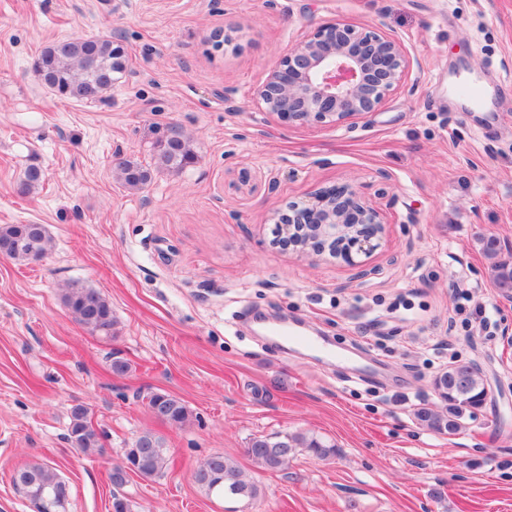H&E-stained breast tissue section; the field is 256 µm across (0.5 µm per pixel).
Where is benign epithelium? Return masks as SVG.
<instances>
[{
	"label": "benign epithelium",
	"mask_w": 512,
	"mask_h": 512,
	"mask_svg": "<svg viewBox=\"0 0 512 512\" xmlns=\"http://www.w3.org/2000/svg\"><path fill=\"white\" fill-rule=\"evenodd\" d=\"M411 66L401 43L338 20L299 41L269 71L258 103L283 125L340 126L375 112ZM276 238L300 256L335 250L351 266L384 232L381 213L351 183L311 192L275 213Z\"/></svg>",
	"instance_id": "benign-epithelium-1"
}]
</instances>
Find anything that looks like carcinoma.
<instances>
[{"instance_id":"cac0c4a2","label":"carcinoma","mask_w":512,"mask_h":512,"mask_svg":"<svg viewBox=\"0 0 512 512\" xmlns=\"http://www.w3.org/2000/svg\"><path fill=\"white\" fill-rule=\"evenodd\" d=\"M125 70L124 54L109 36L75 38L57 41L45 47L34 63V72L42 84L60 96L78 101L93 100L112 88L116 75ZM195 153L190 140L173 131L157 142L153 165L145 166L134 160L118 163L120 179L131 189L145 186L152 178V168L181 170L191 164ZM482 250L492 260V278L502 293H512V261L499 258V244L491 237L481 239ZM52 238L43 224H5L0 226V254L17 262L38 261L50 250ZM68 310L80 323L93 331L107 333L112 329V309L109 302L94 288L71 286L63 294ZM436 390L448 403L442 413L423 408L418 419L437 431L453 432L458 418L467 409L481 406L484 382L478 368L470 363L448 366L434 382ZM154 417L171 426H181L189 418L186 405L176 397L155 392L147 397ZM69 440L82 452L100 448V434L88 419V410L77 405L71 412ZM137 448L135 473L152 478L163 473L168 465L166 448L157 435L146 432L133 442ZM306 451L319 458L336 455V446L314 435L286 434L275 438L256 437L246 452L253 463L268 471L282 469L294 454ZM20 488L28 498L42 492L48 497L50 509L62 507L68 497V485L54 468L44 463H32L18 470ZM195 481L208 494L255 500L260 489L240 468L237 461L226 455L207 459L195 472Z\"/></svg>"}]
</instances>
